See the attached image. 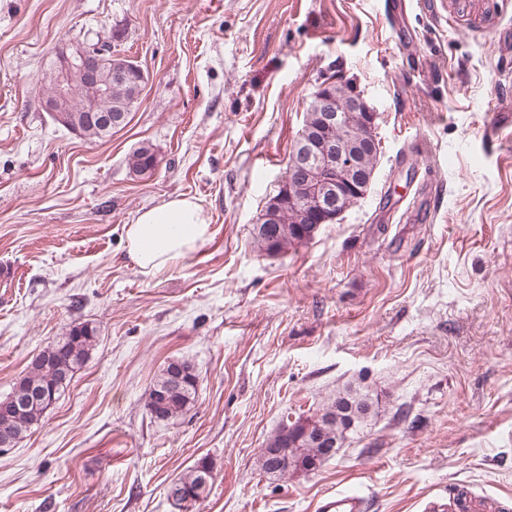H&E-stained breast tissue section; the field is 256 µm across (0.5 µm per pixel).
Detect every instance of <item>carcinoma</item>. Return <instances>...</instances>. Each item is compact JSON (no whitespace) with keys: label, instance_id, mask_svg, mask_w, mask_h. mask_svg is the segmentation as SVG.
Wrapping results in <instances>:
<instances>
[{"label":"carcinoma","instance_id":"carcinoma-1","mask_svg":"<svg viewBox=\"0 0 512 512\" xmlns=\"http://www.w3.org/2000/svg\"><path fill=\"white\" fill-rule=\"evenodd\" d=\"M153 160L144 147L136 148L129 160L132 173L136 176L148 169ZM301 242L297 225L293 224V215L283 213V223L279 225L278 246L281 249ZM98 342L96 326L90 322L76 323L66 333L52 343L46 350L37 354L27 366L23 379L18 383L10 395L22 405L10 417L0 416V431H8L17 439H22L34 427L38 426L46 411L36 396V393L47 397L60 396L69 386L75 373L90 358L92 351ZM184 370L182 381L172 383L171 365L167 364L156 376L150 386L146 407L151 417L158 421H167L186 414L194 407L199 394V379L194 366L187 362H181ZM370 408L369 398L366 395L340 392L328 405L318 410L314 416L307 418L309 434L299 431L296 436H286L279 429L266 440L268 448H284L291 455L289 465L274 469L265 456H260V467L268 477H281L290 470L310 471L316 469L328 457L324 455L320 446L312 444L317 436H325L328 440L347 439V433L351 432L350 425L360 428L365 419L351 422L348 410L355 409L368 413ZM214 483L212 463L207 458L198 459L189 467L186 473L181 475L171 486V490L177 493L175 502L195 503L208 494Z\"/></svg>","mask_w":512,"mask_h":512}]
</instances>
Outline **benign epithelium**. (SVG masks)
I'll return each instance as SVG.
<instances>
[{
  "label": "benign epithelium",
  "mask_w": 512,
  "mask_h": 512,
  "mask_svg": "<svg viewBox=\"0 0 512 512\" xmlns=\"http://www.w3.org/2000/svg\"><path fill=\"white\" fill-rule=\"evenodd\" d=\"M107 45L79 42L60 50L49 73L51 90L41 108L52 119L82 135L74 119L83 113V124L100 125L114 131L128 123L129 113L112 111V89L130 82L131 72L144 76L137 65L117 66L105 73ZM327 81L315 93L322 121L315 134L301 132L288 168V181L281 194L267 200L256 222L264 231L280 221L284 209L292 210L295 223L305 225L302 239L308 240L322 224H334L346 212L344 203L364 198L370 183L354 181L357 170L356 147L368 134L378 131L380 114L368 104L362 91L350 92L345 107L336 108V99Z\"/></svg>",
  "instance_id": "7a95c632"
}]
</instances>
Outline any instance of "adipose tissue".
<instances>
[{
	"mask_svg": "<svg viewBox=\"0 0 512 512\" xmlns=\"http://www.w3.org/2000/svg\"><path fill=\"white\" fill-rule=\"evenodd\" d=\"M124 231L130 261L144 273L155 274L205 243L211 223L194 198L179 195L143 210Z\"/></svg>",
	"mask_w": 512,
	"mask_h": 512,
	"instance_id": "ef3b65f1",
	"label": "adipose tissue"
}]
</instances>
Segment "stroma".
I'll use <instances>...</instances> for the list:
<instances>
[{
    "instance_id": "obj_1",
    "label": "stroma",
    "mask_w": 512,
    "mask_h": 512,
    "mask_svg": "<svg viewBox=\"0 0 512 512\" xmlns=\"http://www.w3.org/2000/svg\"><path fill=\"white\" fill-rule=\"evenodd\" d=\"M111 43L142 68L129 122L78 137L41 108L56 50ZM380 114L368 195L277 256L253 226L318 87ZM158 168L135 176L141 143ZM212 233L173 267L125 260L123 227L169 196ZM98 344L38 427L0 453V512H431L467 491L512 512V0H0V397L72 322ZM186 416L151 418L171 360ZM352 385L362 429L311 472L266 476L283 419ZM182 365L184 376L178 384H172L171 362L164 366L150 386L146 407L151 417L167 421L186 414L194 407L199 394V379L194 366L188 361H173ZM158 392H164L159 397ZM213 483L212 463L206 457L200 458L172 484L169 490V497L173 490L179 494L176 496V503H195L202 499L204 495L207 496ZM367 497L337 491L330 492L320 498L317 512H367Z\"/></svg>"
}]
</instances>
